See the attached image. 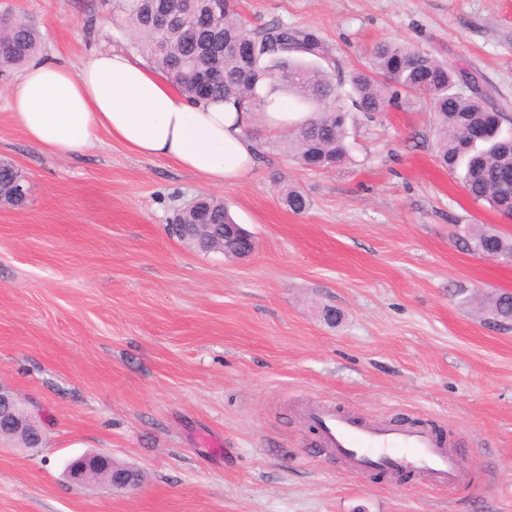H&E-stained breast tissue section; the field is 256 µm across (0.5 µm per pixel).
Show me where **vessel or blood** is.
<instances>
[{
    "mask_svg": "<svg viewBox=\"0 0 512 512\" xmlns=\"http://www.w3.org/2000/svg\"><path fill=\"white\" fill-rule=\"evenodd\" d=\"M310 415L321 426L326 444L354 469L380 465L413 469L435 483H453L459 477L455 452L440 447L425 429L366 425L325 407Z\"/></svg>",
    "mask_w": 512,
    "mask_h": 512,
    "instance_id": "obj_1",
    "label": "vessel or blood"
}]
</instances>
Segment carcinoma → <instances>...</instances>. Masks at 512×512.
<instances>
[{"mask_svg": "<svg viewBox=\"0 0 512 512\" xmlns=\"http://www.w3.org/2000/svg\"><path fill=\"white\" fill-rule=\"evenodd\" d=\"M159 11L170 18L164 28L154 23ZM113 21L119 28H129L132 47L191 99L220 98L239 110L262 109L268 104L261 93L266 83L292 96L313 117L289 131L287 152L312 170L335 169L350 159L343 86H349L352 106L367 115L387 111L403 93L425 95L440 133L439 162L461 172L462 185L474 201L512 216V190L502 183L503 170L512 165V134L503 132L504 114L487 111L473 92L454 90L460 70L427 53L380 41L370 50L368 67L354 68L336 83L329 44L309 30L279 22L251 30L239 18L233 0H224V14L218 19L212 18L210 0H121ZM244 39L254 44V55L229 49ZM37 49V31L12 17L0 36V67L21 64ZM232 223L224 201L203 196L188 215L173 218L171 232L179 235L180 224ZM473 240L478 252L512 261V236L477 230ZM186 242L203 253L224 252V243L211 240L205 228ZM492 313L500 321L512 320V301L499 297Z\"/></svg>", "mask_w": 512, "mask_h": 512, "instance_id": "cac0c4a2", "label": "carcinoma"}]
</instances>
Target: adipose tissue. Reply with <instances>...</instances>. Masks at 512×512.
<instances>
[{"label": "adipose tissue", "mask_w": 512, "mask_h": 512, "mask_svg": "<svg viewBox=\"0 0 512 512\" xmlns=\"http://www.w3.org/2000/svg\"><path fill=\"white\" fill-rule=\"evenodd\" d=\"M9 106L26 137L71 158L100 133L130 153L171 161L214 186L241 182L255 168L253 125L283 132L304 120L276 95L261 112L192 102L161 73L118 49L95 52L79 68L34 58L11 90Z\"/></svg>", "instance_id": "adipose-tissue-1"}]
</instances>
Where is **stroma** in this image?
Masks as SVG:
<instances>
[{"mask_svg":"<svg viewBox=\"0 0 512 512\" xmlns=\"http://www.w3.org/2000/svg\"><path fill=\"white\" fill-rule=\"evenodd\" d=\"M118 0H0L42 55L80 66L130 51ZM335 49L336 78L393 40L483 78L512 123V0H238ZM0 70V158L26 173L0 206V381L29 399L36 448H0V512H512V262L468 228L512 235L437 159L426 96L349 110L351 159L308 170L256 126L257 167L224 187L128 153L107 134L76 159L30 143ZM309 200L301 213L284 195ZM226 202L257 242L243 259L169 230L196 196ZM318 406L367 424L427 426L460 479L351 470ZM88 451L137 467L135 490L68 482Z\"/></svg>","mask_w":512,"mask_h":512,"instance_id":"obj_1","label":"stroma"}]
</instances>
